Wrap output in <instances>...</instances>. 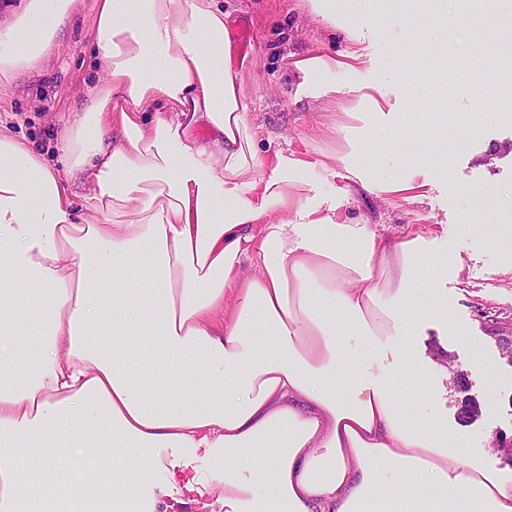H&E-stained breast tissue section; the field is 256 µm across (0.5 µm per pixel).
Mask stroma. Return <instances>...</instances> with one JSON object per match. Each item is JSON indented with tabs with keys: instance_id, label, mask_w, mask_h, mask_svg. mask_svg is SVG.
Listing matches in <instances>:
<instances>
[{
	"instance_id": "35a3bbf8",
	"label": "stroma",
	"mask_w": 512,
	"mask_h": 512,
	"mask_svg": "<svg viewBox=\"0 0 512 512\" xmlns=\"http://www.w3.org/2000/svg\"><path fill=\"white\" fill-rule=\"evenodd\" d=\"M218 5L231 13V31L244 26L251 33L248 48L232 49L251 116L293 141L311 136L318 124L333 118L331 97H306L296 104L288 96L289 54L306 53L327 36L322 24L299 9L298 0H218ZM389 8L398 24L375 41L372 62L357 79L381 85L400 101L406 100L409 84H420L430 103L425 121L442 135L429 140L417 125H408L400 152L386 153L385 165L394 173L407 161L444 152L448 168L431 171L433 187L423 202L388 205L369 196L355 201L353 209L391 239L410 229L433 230L438 293L448 305V317L418 319L410 349L431 383L435 411L449 432L465 441L471 459L507 471L512 464L490 441L497 431L512 435V365L502 358L491 331L512 326V235L503 234L494 244L479 226L488 221L512 225V99L506 94L512 74L499 63L512 19L500 18L490 29L485 12L473 8L469 27L455 31L448 43L444 79L438 82L427 73L428 52L415 49L421 41L416 0H390ZM94 27L95 0H81L55 52L0 93V129L45 152L47 160L55 158L56 130L80 118L88 87L105 80L91 53ZM476 32L485 35V70L477 78L470 69ZM445 91L456 97L448 113L438 104ZM450 141L458 144L451 153L446 150ZM436 348L448 351L450 366L433 361ZM457 371L467 376L479 405L467 422L457 417L462 399L452 383Z\"/></svg>"
}]
</instances>
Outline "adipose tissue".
<instances>
[{
  "label": "adipose tissue",
  "instance_id": "1",
  "mask_svg": "<svg viewBox=\"0 0 512 512\" xmlns=\"http://www.w3.org/2000/svg\"><path fill=\"white\" fill-rule=\"evenodd\" d=\"M78 4L26 0L0 26L1 88ZM301 4L346 46L291 57L297 91L341 112L299 145L250 120L213 0H96L106 80L56 164L0 131V512H512V471L371 371L415 374L392 339L441 312L419 285L430 233L392 241L351 208L429 184L424 164L386 173L374 143L397 120L356 79L357 25L393 17Z\"/></svg>",
  "mask_w": 512,
  "mask_h": 512
}]
</instances>
